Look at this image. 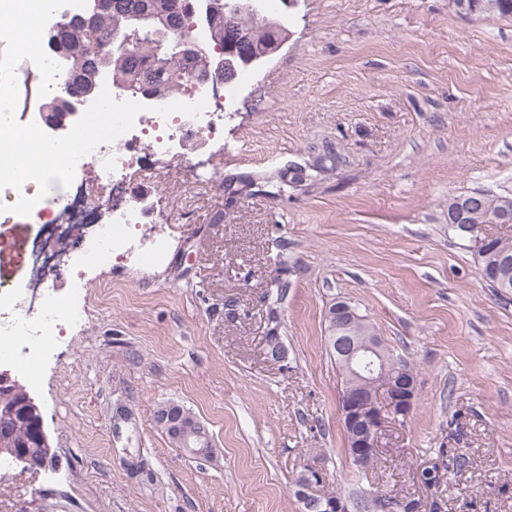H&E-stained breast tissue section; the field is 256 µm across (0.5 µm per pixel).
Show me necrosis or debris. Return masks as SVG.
Wrapping results in <instances>:
<instances>
[{
	"label": "necrosis or debris",
	"instance_id": "necrosis-or-debris-1",
	"mask_svg": "<svg viewBox=\"0 0 512 512\" xmlns=\"http://www.w3.org/2000/svg\"><path fill=\"white\" fill-rule=\"evenodd\" d=\"M179 101L194 103L205 100L200 116L182 113L161 116L153 111L137 115L133 128L113 143L97 149L103 171L92 174L91 157L82 158L76 167L82 180L59 190L54 202L58 206L55 220L68 232L82 233L92 228L93 234L68 262L73 269L88 264L111 263L115 252L131 257L137 252V228L145 217L144 209L127 203L131 184L142 171V148L150 146L171 157L181 155V141L192 136L214 145L224 139V97L209 84H189L179 94ZM62 312L51 295H44L38 315L19 310L10 319L0 320V335L11 336L35 345L48 340Z\"/></svg>",
	"mask_w": 512,
	"mask_h": 512
}]
</instances>
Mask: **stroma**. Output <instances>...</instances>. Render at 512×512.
Returning a JSON list of instances; mask_svg holds the SVG:
<instances>
[{
    "label": "stroma",
    "mask_w": 512,
    "mask_h": 512,
    "mask_svg": "<svg viewBox=\"0 0 512 512\" xmlns=\"http://www.w3.org/2000/svg\"><path fill=\"white\" fill-rule=\"evenodd\" d=\"M290 38L232 84L224 146L175 160L148 153L137 185L162 258L92 265L51 283L80 292L48 345L11 348L58 463L0 470V512H303L319 493L512 512V293L481 277L450 197L512 194V18L459 14L452 0H268ZM333 159L284 195L227 204L222 181ZM223 222H215V215ZM51 212L0 222V295H21ZM287 283L282 299L272 282ZM352 302L414 365L418 399L381 459L359 473L346 448L327 311ZM277 331L288 364L269 363ZM190 409L220 450L185 455L156 423ZM468 458L433 487L439 449ZM307 477L305 480L302 472L296 480L297 496L304 505L306 511L311 512H345L346 504L340 496H329L317 494L316 487L323 483L322 471L317 466H307ZM338 497V498H336Z\"/></svg>",
    "instance_id": "obj_1"
}]
</instances>
